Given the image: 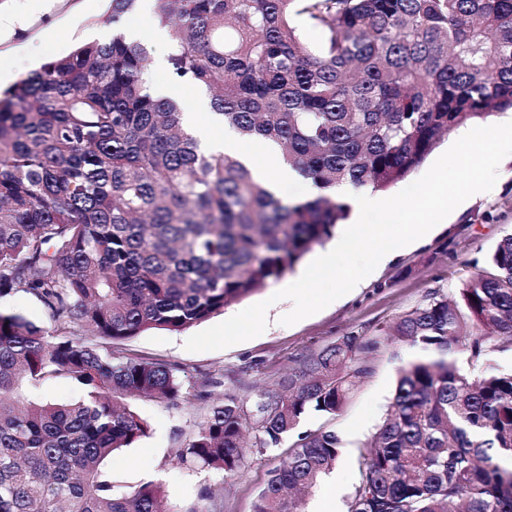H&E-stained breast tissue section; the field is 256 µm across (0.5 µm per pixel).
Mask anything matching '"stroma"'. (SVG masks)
I'll use <instances>...</instances> for the list:
<instances>
[{
  "instance_id": "1",
  "label": "stroma",
  "mask_w": 512,
  "mask_h": 512,
  "mask_svg": "<svg viewBox=\"0 0 512 512\" xmlns=\"http://www.w3.org/2000/svg\"><path fill=\"white\" fill-rule=\"evenodd\" d=\"M0 11L15 17L10 30L0 32V56L11 59L15 76H23L46 60L67 55L76 46L92 42L96 33L112 32L108 0H0ZM512 233V161L498 170L492 191L460 204L421 244L378 267L351 292L322 311L291 326L279 319L291 301L272 302L274 287L255 292L209 318L216 325L243 309L271 300L267 328L251 340L216 351L193 353L184 344L188 332L150 330L113 343L116 354L159 359L174 364L184 385L200 377L213 381L206 400L191 397L172 405L146 398L130 405L149 425L146 437L125 449L111 463L112 482L122 491L144 484L158 487L165 512H184L203 487L222 484L217 512H253L269 472L294 442L261 455H246L233 474L203 470L190 473L175 458V450L189 435L204 404L216 403L228 388L240 394L272 388L313 353L349 333L375 336L385 333L400 316L423 303L434 291L457 300L459 290L476 272L474 263L490 254L504 235ZM414 350L405 344L383 342L370 354V374L353 390L344 409L333 417L305 415L300 431L319 427L335 430L342 454L333 473L302 494L301 512H316L319 503L334 497L345 501L358 482L356 459L366 451L382 424L393 396L399 369Z\"/></svg>"
}]
</instances>
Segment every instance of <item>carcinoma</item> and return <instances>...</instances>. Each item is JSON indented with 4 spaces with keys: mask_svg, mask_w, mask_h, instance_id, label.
Returning a JSON list of instances; mask_svg holds the SVG:
<instances>
[{
    "mask_svg": "<svg viewBox=\"0 0 512 512\" xmlns=\"http://www.w3.org/2000/svg\"><path fill=\"white\" fill-rule=\"evenodd\" d=\"M139 2L110 0L112 40L0 92V298L25 292L54 323L0 308V512H159L157 487L117 491L106 465L147 434L128 399L175 404L183 385L112 343L185 331L279 281L350 216L336 187L387 192L442 136L512 109V0H156L173 28L169 80L203 87L224 128L276 144L317 189L286 201L155 95L145 48L121 31ZM391 336L417 356L357 459L346 512H512V371L485 368L512 345V233L459 300L431 293ZM379 346L348 334L275 388L226 391L178 461L230 474L246 428L261 454L307 412L336 416ZM53 378L83 397L36 394ZM340 452L334 430L299 434L253 512H297L284 491L315 486ZM218 495L202 490L186 512H212Z\"/></svg>",
    "mask_w": 512,
    "mask_h": 512,
    "instance_id": "1",
    "label": "carcinoma"
}]
</instances>
